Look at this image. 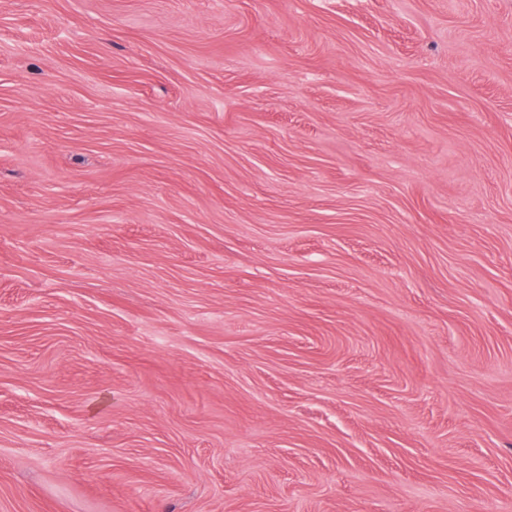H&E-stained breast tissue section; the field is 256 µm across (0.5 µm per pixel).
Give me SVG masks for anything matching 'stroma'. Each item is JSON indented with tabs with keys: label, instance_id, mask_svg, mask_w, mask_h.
<instances>
[{
	"label": "stroma",
	"instance_id": "stroma-1",
	"mask_svg": "<svg viewBox=\"0 0 512 512\" xmlns=\"http://www.w3.org/2000/svg\"><path fill=\"white\" fill-rule=\"evenodd\" d=\"M0 512H512V0H0Z\"/></svg>",
	"mask_w": 512,
	"mask_h": 512
}]
</instances>
